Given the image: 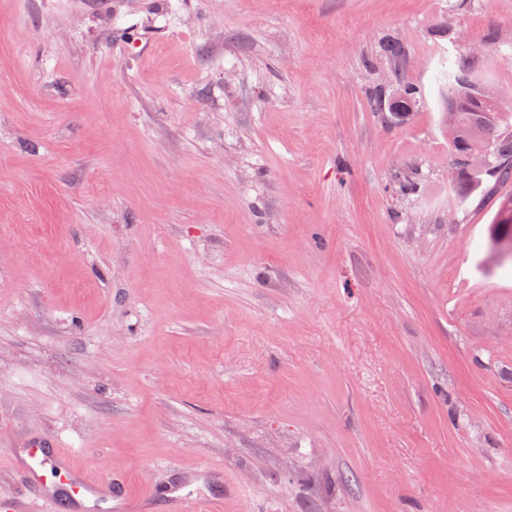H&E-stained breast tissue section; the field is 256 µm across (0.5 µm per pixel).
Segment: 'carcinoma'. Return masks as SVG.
Listing matches in <instances>:
<instances>
[{"mask_svg": "<svg viewBox=\"0 0 512 512\" xmlns=\"http://www.w3.org/2000/svg\"><path fill=\"white\" fill-rule=\"evenodd\" d=\"M467 78L463 68H458L453 81L448 85V107L446 119L452 129L455 165L460 180L467 186L480 185L479 174L485 172L495 180L512 178V136L502 132L503 112L490 109L485 102L476 98L460 96L459 83ZM376 105H383L392 112L393 118L402 121L419 103L418 92L411 86L402 85L398 94L388 100L380 95L374 98ZM493 147L492 164L477 168L469 164L470 156L479 153L481 146ZM506 243L512 247V198L501 197L489 238V246Z\"/></svg>", "mask_w": 512, "mask_h": 512, "instance_id": "1", "label": "carcinoma"}]
</instances>
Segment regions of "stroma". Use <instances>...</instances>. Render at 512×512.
I'll list each match as a JSON object with an SVG mask.
<instances>
[{
    "label": "stroma",
    "mask_w": 512,
    "mask_h": 512,
    "mask_svg": "<svg viewBox=\"0 0 512 512\" xmlns=\"http://www.w3.org/2000/svg\"><path fill=\"white\" fill-rule=\"evenodd\" d=\"M459 63L512 113V0H0V495L50 432L134 489L223 467L224 512H512ZM376 105L381 106L383 103L384 108H388L392 112L393 118L397 121H403L410 111L413 110L420 102L418 92L411 86L400 85L398 94L387 101L385 96L378 95L374 98Z\"/></svg>",
    "instance_id": "35a3bbf8"
}]
</instances>
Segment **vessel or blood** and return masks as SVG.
Wrapping results in <instances>:
<instances>
[{
    "instance_id": "obj_1",
    "label": "vessel or blood",
    "mask_w": 512,
    "mask_h": 512,
    "mask_svg": "<svg viewBox=\"0 0 512 512\" xmlns=\"http://www.w3.org/2000/svg\"><path fill=\"white\" fill-rule=\"evenodd\" d=\"M11 468L24 494L0 497V512H146L161 497L170 512H223L224 471L204 468L133 495L125 482L101 479L75 463L55 437L38 433L20 440L11 451Z\"/></svg>"
}]
</instances>
